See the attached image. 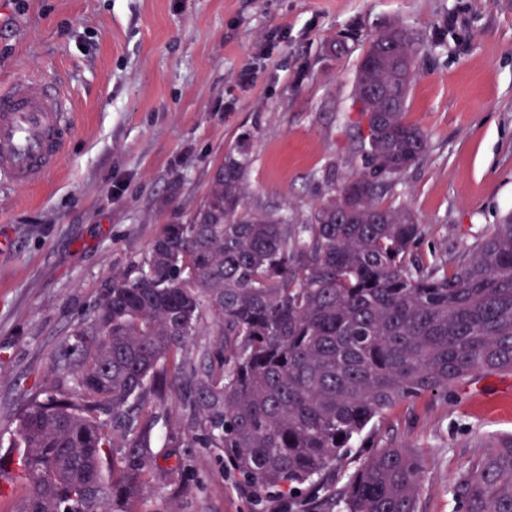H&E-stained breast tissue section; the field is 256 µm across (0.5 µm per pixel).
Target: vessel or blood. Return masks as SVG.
I'll return each instance as SVG.
<instances>
[{
    "instance_id": "obj_1",
    "label": "vessel or blood",
    "mask_w": 512,
    "mask_h": 512,
    "mask_svg": "<svg viewBox=\"0 0 512 512\" xmlns=\"http://www.w3.org/2000/svg\"><path fill=\"white\" fill-rule=\"evenodd\" d=\"M71 136L67 100L42 79L0 89V175L18 185L56 167Z\"/></svg>"
}]
</instances>
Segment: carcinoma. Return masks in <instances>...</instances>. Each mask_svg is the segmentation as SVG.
Here are the masks:
<instances>
[{"mask_svg": "<svg viewBox=\"0 0 512 512\" xmlns=\"http://www.w3.org/2000/svg\"><path fill=\"white\" fill-rule=\"evenodd\" d=\"M415 59L403 28L374 33ZM415 69L368 78L410 90ZM362 104L373 165L302 223L248 206L250 143L228 149L187 224H167L135 278L112 277L91 323L74 328L69 387L26 399L0 456L24 494L11 512H139L147 478L174 473L152 428L185 380L188 432L220 448L257 505L321 485L374 419L426 392L512 374V214L454 267L416 257L423 224L382 197L429 135L406 108ZM208 317L224 359L185 376L184 351ZM423 457L377 446L336 491L339 512H419ZM460 512H512V439L482 449L451 488Z\"/></svg>", "mask_w": 512, "mask_h": 512, "instance_id": "carcinoma-1", "label": "carcinoma"}]
</instances>
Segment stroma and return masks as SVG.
Returning a JSON list of instances; mask_svg holds the SVG:
<instances>
[{"mask_svg": "<svg viewBox=\"0 0 512 512\" xmlns=\"http://www.w3.org/2000/svg\"><path fill=\"white\" fill-rule=\"evenodd\" d=\"M404 28L419 52L407 121L429 150L382 198L421 220L425 267L454 266L512 212V0H0V87L40 77L72 104L57 168L0 179V441L19 405L66 382L60 358L112 275L137 276L164 225L187 223L225 152L250 135L247 201L308 216L360 172L352 86L371 34ZM345 40L340 56L329 53ZM182 389L153 434L173 479L141 512H329L376 445L422 454L420 512H455L479 449L512 437V376L485 374L387 412L316 496L256 506L217 448L189 443Z\"/></svg>", "mask_w": 512, "mask_h": 512, "instance_id": "1", "label": "stroma"}]
</instances>
